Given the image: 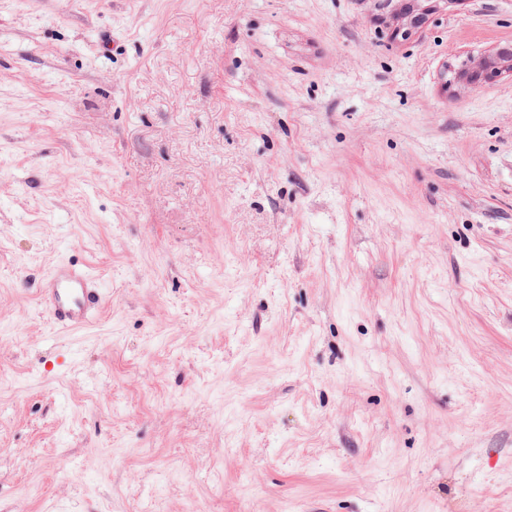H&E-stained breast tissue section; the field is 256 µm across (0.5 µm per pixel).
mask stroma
<instances>
[{
	"label": "stroma",
	"mask_w": 512,
	"mask_h": 512,
	"mask_svg": "<svg viewBox=\"0 0 512 512\" xmlns=\"http://www.w3.org/2000/svg\"><path fill=\"white\" fill-rule=\"evenodd\" d=\"M397 6L0 0V512H512V0ZM490 54L477 59L468 58L458 79L470 85H478L496 81L506 75L512 77V45L505 44ZM39 302L50 323L64 330L87 327L106 305L100 278L67 260L56 262L44 278Z\"/></svg>",
	"instance_id": "1"
}]
</instances>
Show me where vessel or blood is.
Returning a JSON list of instances; mask_svg holds the SVG:
<instances>
[{
    "instance_id": "vessel-or-blood-1",
    "label": "vessel or blood",
    "mask_w": 512,
    "mask_h": 512,
    "mask_svg": "<svg viewBox=\"0 0 512 512\" xmlns=\"http://www.w3.org/2000/svg\"><path fill=\"white\" fill-rule=\"evenodd\" d=\"M39 302L50 323L64 330L87 327L106 305L99 277L65 260L56 262L45 277Z\"/></svg>"
}]
</instances>
